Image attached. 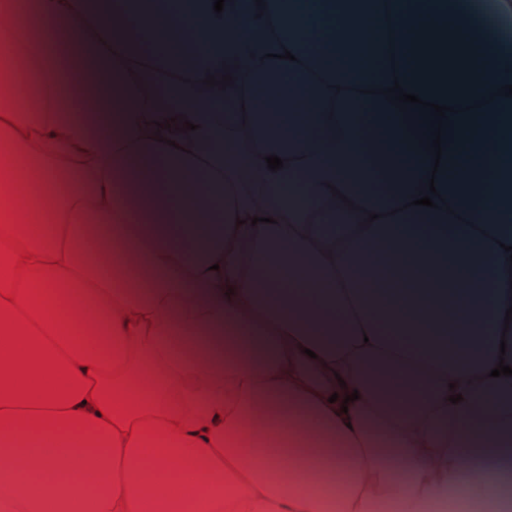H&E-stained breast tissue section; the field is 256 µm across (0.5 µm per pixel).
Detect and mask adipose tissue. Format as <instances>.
<instances>
[{"instance_id":"adipose-tissue-1","label":"adipose tissue","mask_w":512,"mask_h":512,"mask_svg":"<svg viewBox=\"0 0 512 512\" xmlns=\"http://www.w3.org/2000/svg\"><path fill=\"white\" fill-rule=\"evenodd\" d=\"M213 2L180 0L176 53L146 48L157 0H0L29 50L0 68V512H376L399 468L398 512L512 485V336L486 339L512 308V0ZM396 83L453 107L441 159L369 129ZM477 224L503 227L485 256Z\"/></svg>"}]
</instances>
